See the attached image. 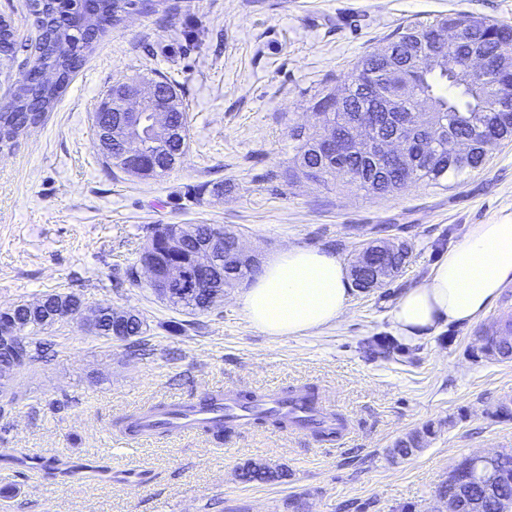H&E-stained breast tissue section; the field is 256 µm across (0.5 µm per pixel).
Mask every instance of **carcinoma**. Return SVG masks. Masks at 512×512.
Wrapping results in <instances>:
<instances>
[{"instance_id":"carcinoma-1","label":"carcinoma","mask_w":512,"mask_h":512,"mask_svg":"<svg viewBox=\"0 0 512 512\" xmlns=\"http://www.w3.org/2000/svg\"><path fill=\"white\" fill-rule=\"evenodd\" d=\"M134 0H43L31 8L38 38L33 68L24 79L16 81L10 103L0 110V131L10 139H18L29 129L40 125L67 88L82 61L94 49L98 40L119 24ZM453 26L460 30L470 50L495 51L507 40L512 41V28L471 15H456L416 22L400 28L392 38L375 51L361 57L343 80L342 88L349 96L336 100V89H326L310 102L309 108L320 112V123L311 127L297 126L290 137L295 142L294 156L288 166V178L310 180L319 185L331 182L347 189L375 194L398 192L413 183L440 184L457 179L486 161L489 151L501 141H512V112H490L488 106L496 99L512 102V77L502 78L489 71L473 74L463 67L458 71L435 70L422 62L417 54L423 47L433 46L439 29ZM16 43L11 24L0 19V71L14 59ZM392 64L398 75L389 90L390 99L376 98L361 91V80L369 71ZM366 108L372 112L399 115L407 122L400 127L383 120L380 130L385 136L413 133L416 137L435 138L434 162L424 158L411 162L405 174L391 181L382 159L365 157L358 152L343 162L333 161L315 149L327 132H347L348 113ZM167 149L159 153L158 166H141L129 171L120 159L110 155L107 163L130 177L150 179L172 169V156H183L187 144L180 139L166 142ZM217 229L224 242L237 238L234 231L222 226L195 224L188 231L179 224L164 225V234H156V226L148 227L147 243L142 254L163 249L164 237L182 239L187 250L180 252L191 273L198 272L191 261L189 248L208 232ZM410 246L402 242L386 256L377 287L388 285L401 272ZM259 267L246 258L233 272L224 277L228 288L255 275ZM65 297L63 292H49L39 298L40 310L17 309L0 312V357L12 358L17 368L37 360H47L53 343L45 338L51 323L45 320L49 304ZM512 336V320L498 328L496 336L487 338L485 356L512 359V344L499 337ZM499 481L496 492L485 497L482 512H509L512 508V452H503L496 461ZM245 484L267 483L284 475V470L265 462L250 461L239 467ZM468 459L460 461L441 486L439 494L454 493L455 497L472 500L481 495L479 485L470 478Z\"/></svg>"}]
</instances>
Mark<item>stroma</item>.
<instances>
[{"instance_id":"35a3bbf8","label":"stroma","mask_w":512,"mask_h":512,"mask_svg":"<svg viewBox=\"0 0 512 512\" xmlns=\"http://www.w3.org/2000/svg\"><path fill=\"white\" fill-rule=\"evenodd\" d=\"M468 14L512 26V0H159L130 8L75 73L45 122L0 155V308L48 292L80 294L145 318L141 353L63 320L52 360L13 383L0 418V512H437L436 491L463 458L512 451V361L476 357L483 328L512 315V285L469 325L397 338V298L423 283L469 225L512 213V142L439 185L386 195L287 178L291 128L317 121L308 103L397 29ZM17 44L0 98L32 58L27 0H0ZM160 72L188 116V151L148 180L106 167L94 115L117 79ZM220 182L224 193L188 196ZM150 224H221L267 262L290 246L351 264L375 227L412 251L393 282L353 289L334 324L298 337L255 329L238 298L189 315L125 272ZM315 388L345 435L250 426L223 439L196 432L125 443L121 422L145 407L217 391ZM426 432L404 458L395 444ZM247 461L286 479L245 484Z\"/></svg>"}]
</instances>
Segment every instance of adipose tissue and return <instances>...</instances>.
<instances>
[{"instance_id": "ef3b65f1", "label": "adipose tissue", "mask_w": 512, "mask_h": 512, "mask_svg": "<svg viewBox=\"0 0 512 512\" xmlns=\"http://www.w3.org/2000/svg\"><path fill=\"white\" fill-rule=\"evenodd\" d=\"M510 284L512 214L470 225L428 279L398 299L393 326L399 336L415 339L446 323H472ZM350 291L347 269L336 255L292 246L264 267L239 302L261 333L295 337L339 320L349 305Z\"/></svg>"}]
</instances>
